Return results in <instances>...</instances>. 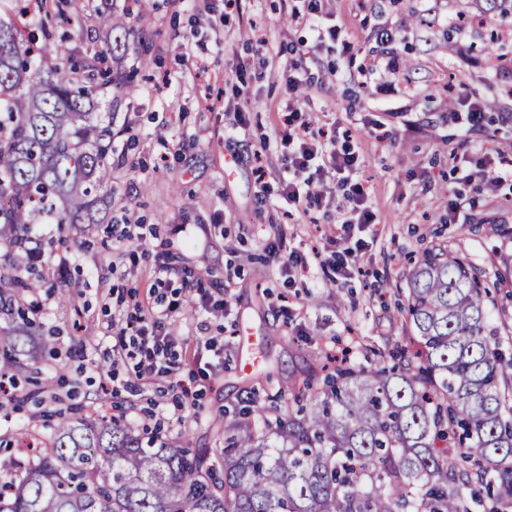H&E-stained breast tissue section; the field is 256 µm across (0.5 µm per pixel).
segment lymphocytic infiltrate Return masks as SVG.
<instances>
[{
  "label": "lymphocytic infiltrate",
  "mask_w": 512,
  "mask_h": 512,
  "mask_svg": "<svg viewBox=\"0 0 512 512\" xmlns=\"http://www.w3.org/2000/svg\"><path fill=\"white\" fill-rule=\"evenodd\" d=\"M324 78L314 76L307 66L305 54L293 60L288 76V99L280 117V144L287 151L288 164L299 175L297 181L285 184L281 194L303 212L321 210L326 205L321 176L325 170L338 173V184L347 203L345 230L354 225L376 223L377 216L367 203V192L358 182H351L347 173L358 168L360 157L341 142L338 132L313 130L307 119L304 104L311 94L319 92ZM450 113L461 127L463 142L484 126L487 105L474 97L465 82L451 90ZM183 305L181 290L175 289L159 308L138 317L130 332L121 334L112 351L118 361H131L137 380L147 381L157 375H172L178 358L176 338L167 332L166 320Z\"/></svg>",
  "instance_id": "lymphocytic-infiltrate-1"
}]
</instances>
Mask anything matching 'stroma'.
I'll return each instance as SVG.
<instances>
[{"mask_svg":"<svg viewBox=\"0 0 512 512\" xmlns=\"http://www.w3.org/2000/svg\"><path fill=\"white\" fill-rule=\"evenodd\" d=\"M499 0H329L324 26L338 25L340 41L318 38L308 22L292 19L284 0H241L225 14L224 0H150L142 33L127 36L124 52L108 61L127 75L123 88L100 100L99 118L120 130L114 143L122 165L112 171V191L99 224H36L32 236L68 251L60 268H37L36 339L53 337L59 359L40 366L39 405L0 397V475L20 459L19 434L37 433L51 412L79 401L81 407L114 405L134 428L152 426L144 410L165 402L173 380L199 394L180 419H166L161 435L185 448L223 447L237 411L250 400L267 408L269 420L287 415L275 408L278 392L319 379L327 354L349 349L355 366L371 365V351L392 355L410 349V328L399 294L410 274L408 256L435 244L449 246L468 262L487 291L490 327L504 357H512V179L492 187L464 182L453 154L460 144L448 117L447 85L466 82L487 105L476 146L497 152L512 167V24L488 26ZM78 24H65V44L78 57L105 48L97 24L100 0H72ZM399 31L397 69L385 67L375 41L380 27ZM313 52V74L325 87L306 105L314 127L349 131L363 163L356 177L366 188L379 221L354 231L363 242L361 270L332 280L341 211L304 214L281 203L278 191L294 172L277 145L278 109L286 101L292 60L282 53L261 66L259 37ZM191 43L204 63L193 70L181 55ZM243 67L248 97L237 95L225 72ZM249 118L245 134L228 133L233 107ZM268 150H261V143ZM263 163L270 176V203L254 208L258 187L252 170ZM464 205L458 223L448 221V202ZM143 227L142 240H127L128 227ZM306 255V271L285 286L282 257ZM171 269L172 287L211 272L202 286L212 300H227L226 315L206 313L191 299L168 326L180 352L176 378L162 377L141 392L119 397L98 387L99 370L113 366L112 323L155 305L158 263ZM116 273H108V265ZM246 342H239V334ZM214 340L222 349L205 347ZM253 362L244 371L245 362Z\"/></svg>","mask_w":512,"mask_h":512,"instance_id":"35a3bbf8","label":"stroma"}]
</instances>
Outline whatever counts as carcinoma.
<instances>
[{"label": "carcinoma", "instance_id": "1", "mask_svg": "<svg viewBox=\"0 0 512 512\" xmlns=\"http://www.w3.org/2000/svg\"><path fill=\"white\" fill-rule=\"evenodd\" d=\"M129 22L99 14L130 35L149 18L148 0ZM30 29L0 22V239L13 274L0 275V312L21 320L0 347V369L20 371L24 311L35 293L23 235L30 224H97L112 191V127L97 117L104 90L121 84L107 66L113 48L73 61L64 74L44 60L51 21ZM415 350L390 367L338 365L303 404L288 393L276 430L239 424L218 466L209 450L182 448L117 421L60 412L22 470L0 485V512H483L512 508V359L487 333L478 278L437 245L407 283Z\"/></svg>", "mask_w": 512, "mask_h": 512}]
</instances>
